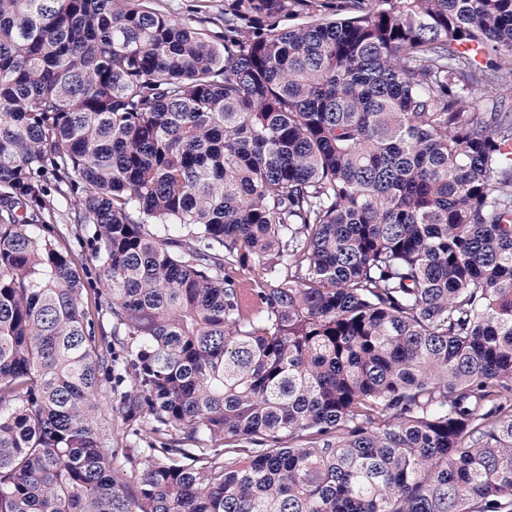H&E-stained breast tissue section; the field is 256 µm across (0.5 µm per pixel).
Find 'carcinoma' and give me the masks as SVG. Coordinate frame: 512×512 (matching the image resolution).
Returning <instances> with one entry per match:
<instances>
[{
	"label": "carcinoma",
	"instance_id": "carcinoma-1",
	"mask_svg": "<svg viewBox=\"0 0 512 512\" xmlns=\"http://www.w3.org/2000/svg\"><path fill=\"white\" fill-rule=\"evenodd\" d=\"M236 2L0 0V512H512V0ZM233 0H159L156 7L163 12L181 19L183 22L195 25L200 17H224V7H231ZM51 199L54 203L55 208V217H54V224H58V228L66 235L69 236L70 243L76 247L77 249L82 248L86 255L89 254V244H88V234L80 236V239H75L73 236V233L71 231L70 226V210H69V202L67 203V200L60 196L58 193H52Z\"/></svg>",
	"mask_w": 512,
	"mask_h": 512
}]
</instances>
